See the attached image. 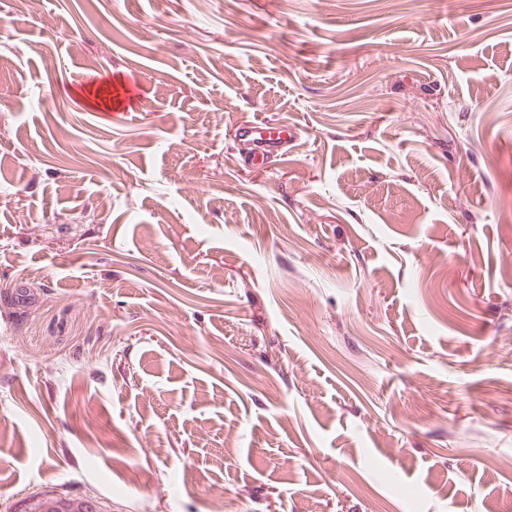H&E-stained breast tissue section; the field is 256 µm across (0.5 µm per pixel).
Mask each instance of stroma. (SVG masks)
Wrapping results in <instances>:
<instances>
[{
  "mask_svg": "<svg viewBox=\"0 0 512 512\" xmlns=\"http://www.w3.org/2000/svg\"><path fill=\"white\" fill-rule=\"evenodd\" d=\"M44 493L512 512V0H0V512Z\"/></svg>",
  "mask_w": 512,
  "mask_h": 512,
  "instance_id": "1",
  "label": "stroma"
}]
</instances>
